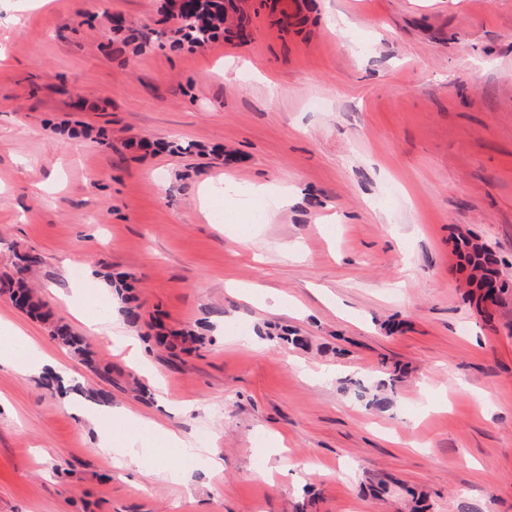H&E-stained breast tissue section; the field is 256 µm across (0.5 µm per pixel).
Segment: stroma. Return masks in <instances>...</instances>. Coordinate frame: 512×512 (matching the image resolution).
<instances>
[{"mask_svg":"<svg viewBox=\"0 0 512 512\" xmlns=\"http://www.w3.org/2000/svg\"><path fill=\"white\" fill-rule=\"evenodd\" d=\"M164 3L0 0V279L39 253L35 296L112 368L64 356L61 394L0 366V512H412L413 490L429 512H512V291L466 302L451 242L478 237L512 284V0H234L197 50L164 45ZM227 178L266 189L247 245L200 211ZM108 271L135 276L139 327L94 301ZM75 282L152 376L73 320ZM0 318L63 356L1 292ZM159 321L209 342L170 361L145 343ZM392 375L383 412L339 385ZM90 389L128 428L208 430L222 471L161 479V439L114 466L109 424L78 414Z\"/></svg>","mask_w":512,"mask_h":512,"instance_id":"35a3bbf8","label":"stroma"}]
</instances>
